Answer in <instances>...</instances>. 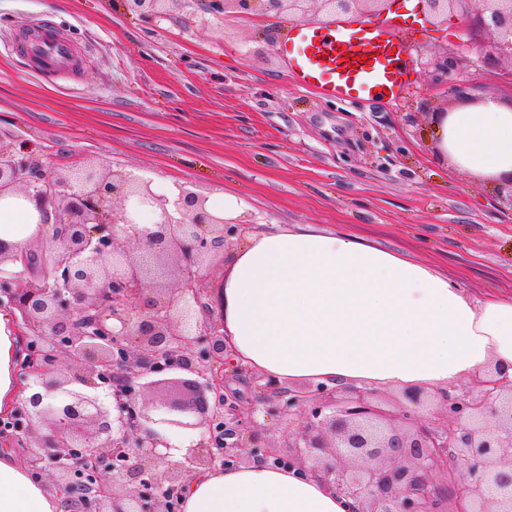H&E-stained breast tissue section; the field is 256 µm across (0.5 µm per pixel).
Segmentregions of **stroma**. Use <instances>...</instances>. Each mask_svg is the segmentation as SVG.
<instances>
[{"instance_id":"1","label":"stroma","mask_w":512,"mask_h":512,"mask_svg":"<svg viewBox=\"0 0 512 512\" xmlns=\"http://www.w3.org/2000/svg\"><path fill=\"white\" fill-rule=\"evenodd\" d=\"M52 17L87 53L78 81L42 84L6 43ZM287 20L211 13L174 0L166 15L127 0H0V147L42 165L84 159L188 183L246 205L256 231L311 224L407 254L476 294H512V204L500 182L438 152L435 114L469 99L512 101L507 60L460 45L457 20L420 21L412 83L397 100L344 104L295 88L275 43ZM465 52L466 97L432 64Z\"/></svg>"}]
</instances>
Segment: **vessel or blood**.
Returning a JSON list of instances; mask_svg holds the SVG:
<instances>
[{
  "label": "vessel or blood",
  "instance_id": "obj_1",
  "mask_svg": "<svg viewBox=\"0 0 512 512\" xmlns=\"http://www.w3.org/2000/svg\"><path fill=\"white\" fill-rule=\"evenodd\" d=\"M417 21L416 5L399 0L391 16L379 21L343 18L330 26L318 21L288 26L277 51L298 87L348 102L394 99L410 81L408 32ZM12 48L46 83L74 81L81 73V49L51 20L19 33Z\"/></svg>",
  "mask_w": 512,
  "mask_h": 512
}]
</instances>
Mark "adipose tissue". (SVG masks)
<instances>
[{
  "instance_id": "obj_1",
  "label": "adipose tissue",
  "mask_w": 512,
  "mask_h": 512,
  "mask_svg": "<svg viewBox=\"0 0 512 512\" xmlns=\"http://www.w3.org/2000/svg\"><path fill=\"white\" fill-rule=\"evenodd\" d=\"M436 134L457 170L512 173V106L490 99L451 113ZM32 203L0 202V242L23 249ZM224 335L238 360L279 384L448 388L512 377V297H478L407 256L303 224L251 236L224 278ZM19 338L0 312V416L25 394ZM0 512H64L61 497L0 449ZM182 512H349L321 478L262 464L193 478Z\"/></svg>"
}]
</instances>
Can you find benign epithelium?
Segmentation results:
<instances>
[{"label":"benign epithelium","instance_id":"1","mask_svg":"<svg viewBox=\"0 0 512 512\" xmlns=\"http://www.w3.org/2000/svg\"><path fill=\"white\" fill-rule=\"evenodd\" d=\"M148 16L171 0H129ZM389 0H208L216 14L248 11L333 17ZM458 12L484 56L512 60V0H425ZM465 61L438 60L450 81ZM35 203L37 230L21 251L0 243V307L31 344L19 364L32 391L19 413L26 464L68 512H174L172 494L198 473L264 462L318 474L352 512H512V379L477 380L475 395L446 393L438 422L419 414L423 393L388 408L371 390L289 389L267 378L259 401L288 428L279 443L228 402L225 368L251 373L224 338L219 288L203 270L224 262L229 238L251 225L207 208L187 185L172 200L151 181L84 162L49 172L20 149L0 148V201ZM159 214L139 227L129 202ZM134 242L130 251L124 243ZM35 256L51 262L32 267ZM299 427H294L296 420ZM188 439L170 459L166 433ZM462 480L452 481L454 473Z\"/></svg>","mask_w":512,"mask_h":512}]
</instances>
